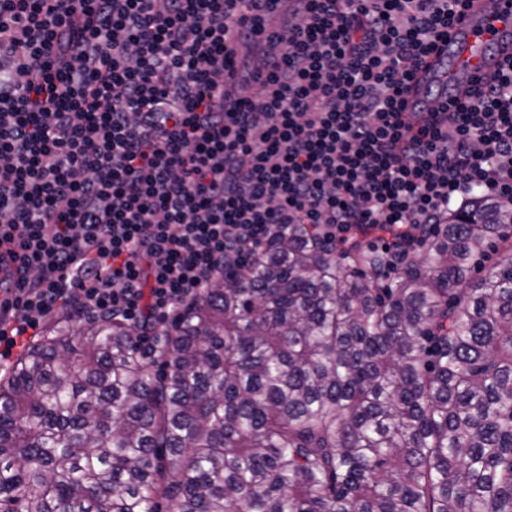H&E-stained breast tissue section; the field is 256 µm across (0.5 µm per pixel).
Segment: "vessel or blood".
<instances>
[{
	"label": "vessel or blood",
	"mask_w": 512,
	"mask_h": 512,
	"mask_svg": "<svg viewBox=\"0 0 512 512\" xmlns=\"http://www.w3.org/2000/svg\"><path fill=\"white\" fill-rule=\"evenodd\" d=\"M512 56V0H499L489 15L481 0H470L448 30L447 53H432L403 96L404 112L429 111L433 101L467 96L477 80L488 79Z\"/></svg>",
	"instance_id": "vessel-or-blood-1"
}]
</instances>
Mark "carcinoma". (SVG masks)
Wrapping results in <instances>:
<instances>
[{
    "label": "carcinoma",
    "mask_w": 512,
    "mask_h": 512,
    "mask_svg": "<svg viewBox=\"0 0 512 512\" xmlns=\"http://www.w3.org/2000/svg\"><path fill=\"white\" fill-rule=\"evenodd\" d=\"M388 261L290 224L153 354L54 320L0 376V512H512V211Z\"/></svg>",
    "instance_id": "obj_1"
}]
</instances>
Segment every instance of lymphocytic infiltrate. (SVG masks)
<instances>
[{
    "instance_id": "1",
    "label": "lymphocytic infiltrate",
    "mask_w": 512,
    "mask_h": 512,
    "mask_svg": "<svg viewBox=\"0 0 512 512\" xmlns=\"http://www.w3.org/2000/svg\"><path fill=\"white\" fill-rule=\"evenodd\" d=\"M0 0V360L59 307L139 343L290 224L416 247L473 193L512 198V59L403 118L469 0ZM249 95L231 99L224 72Z\"/></svg>"
}]
</instances>
